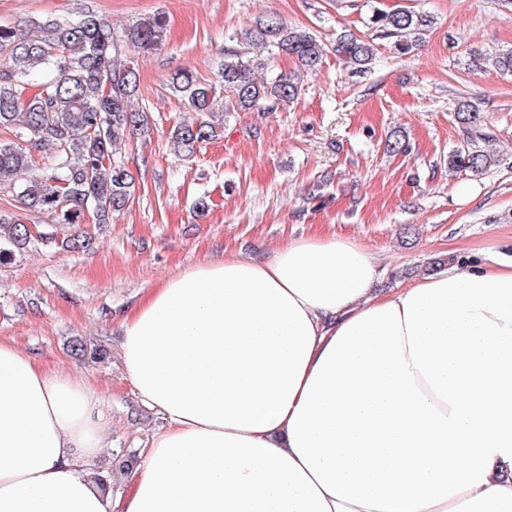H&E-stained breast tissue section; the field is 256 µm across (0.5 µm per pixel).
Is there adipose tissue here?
<instances>
[{"mask_svg":"<svg viewBox=\"0 0 512 512\" xmlns=\"http://www.w3.org/2000/svg\"><path fill=\"white\" fill-rule=\"evenodd\" d=\"M379 273L309 236L160 283L118 359L164 427L109 493L102 392L0 341V512H512V259Z\"/></svg>","mask_w":512,"mask_h":512,"instance_id":"obj_1","label":"adipose tissue"}]
</instances>
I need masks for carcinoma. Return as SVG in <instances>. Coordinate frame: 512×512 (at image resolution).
Returning <instances> with one entry per match:
<instances>
[{
  "mask_svg": "<svg viewBox=\"0 0 512 512\" xmlns=\"http://www.w3.org/2000/svg\"><path fill=\"white\" fill-rule=\"evenodd\" d=\"M370 24L393 40L401 56L410 54L432 25L430 16L398 8L377 9ZM28 29L0 25V191L14 210L0 209V266L34 243L24 216L45 214L56 224H110L134 196L135 181L119 155L118 141L150 131L146 109L138 105L140 75L135 58L121 51L112 23L98 12L32 18ZM159 19L137 23L125 41L148 51L161 46ZM245 45L224 51L217 80L188 69L169 79L186 116L171 140L187 156L218 139L224 114L268 111L297 98L301 73L312 72L328 50L356 73L373 65L372 42L345 33L329 48L317 35L275 17L259 18L245 32ZM286 56L293 73H275L271 63ZM471 101H458L454 120L468 131L480 123ZM456 169L479 172L487 155L463 147L448 156Z\"/></svg>",
  "mask_w": 512,
  "mask_h": 512,
  "instance_id": "carcinoma-1",
  "label": "carcinoma"
}]
</instances>
